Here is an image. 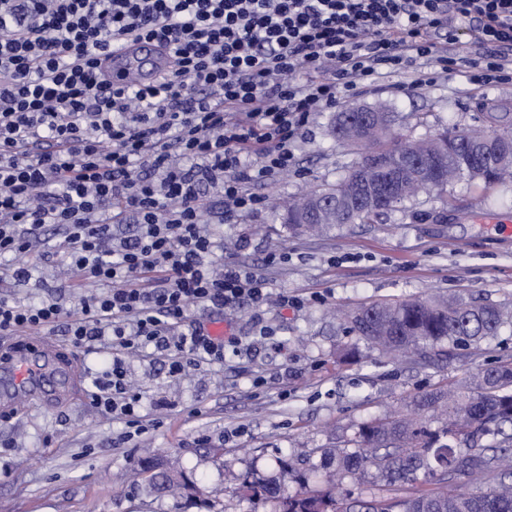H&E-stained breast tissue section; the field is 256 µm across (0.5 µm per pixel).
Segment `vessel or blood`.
<instances>
[{"label": "vessel or blood", "instance_id": "obj_1", "mask_svg": "<svg viewBox=\"0 0 512 512\" xmlns=\"http://www.w3.org/2000/svg\"><path fill=\"white\" fill-rule=\"evenodd\" d=\"M166 62L156 46L137 43L113 48L108 79L121 85L153 79ZM79 360L46 334L28 332L0 341V412L23 416L37 406L56 410L79 395Z\"/></svg>", "mask_w": 512, "mask_h": 512}]
</instances>
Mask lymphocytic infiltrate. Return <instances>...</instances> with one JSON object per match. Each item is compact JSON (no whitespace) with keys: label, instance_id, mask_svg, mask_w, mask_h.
<instances>
[{"label":"lymphocytic infiltrate","instance_id":"obj_1","mask_svg":"<svg viewBox=\"0 0 512 512\" xmlns=\"http://www.w3.org/2000/svg\"><path fill=\"white\" fill-rule=\"evenodd\" d=\"M462 35L478 53L472 82L512 79V0H0V257L29 281L26 256L59 226L75 283L107 286L67 305L1 295L0 335L62 322L74 346L109 342L92 400L143 433L126 359L166 351L173 376L223 360L241 337H212L194 313L268 296L264 278L217 256L208 190L226 217L265 209L252 185L292 169L317 112L420 60L450 71ZM132 38L172 67L112 86L98 60ZM129 217L134 234L115 241Z\"/></svg>","mask_w":512,"mask_h":512}]
</instances>
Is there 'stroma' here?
<instances>
[{
	"label": "stroma",
	"instance_id": "1",
	"mask_svg": "<svg viewBox=\"0 0 512 512\" xmlns=\"http://www.w3.org/2000/svg\"><path fill=\"white\" fill-rule=\"evenodd\" d=\"M460 62L434 82L413 86L412 75L381 78L362 96L342 97L318 113L292 146L296 165L260 185L270 206L232 222L220 196L204 215L210 232L233 259L266 277L273 292L262 305L243 303L215 325L249 338L241 353L170 376L164 355L147 349L129 364L142 395L147 429L128 437L93 403L92 380L108 371L105 349H79L83 398L69 408L33 409L0 416V512H200L199 506L153 492L142 462L176 465L198 483L210 512H278L277 502L242 498L239 476H277L290 463L299 486H327L324 449L341 448L360 426L408 415L421 394L512 362V323L474 349L451 348L447 361L393 360L350 329L361 307L418 294L486 299L512 308V185L460 181L420 194L368 224H346L320 234H295L276 212L292 197L335 183L357 160L355 148L329 135L336 113L351 106L388 104L395 130L423 134L445 125H481L487 113L512 114V80L492 86L469 81ZM63 231L50 229L35 257L30 283L0 282V292L25 303L69 301L74 293L55 251ZM287 262L268 264L271 253ZM294 305L279 306V294ZM273 342H260L259 327Z\"/></svg>",
	"mask_w": 512,
	"mask_h": 512
}]
</instances>
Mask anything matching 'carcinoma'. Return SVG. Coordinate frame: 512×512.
Segmentation results:
<instances>
[{
	"label": "carcinoma",
	"instance_id": "cac0c4a2",
	"mask_svg": "<svg viewBox=\"0 0 512 512\" xmlns=\"http://www.w3.org/2000/svg\"><path fill=\"white\" fill-rule=\"evenodd\" d=\"M372 113L386 125L363 128L365 147L384 153L388 171H375L364 155L345 175L324 188L288 202L282 220L296 233L322 232L332 223L325 215L309 212L311 197L322 195L342 201L336 224H368L380 211L372 204L349 205L344 199L359 193L361 182H402L387 200L393 210L421 192L444 190L448 184L495 183L512 178V158L503 161L498 146L512 143V117L490 112L483 129H442L416 135L393 131L394 113L381 106ZM439 170L434 186L404 174L410 159ZM512 322L500 306L477 299L421 295L394 303L365 307L351 317L353 329L368 344L394 357L415 354L424 361L447 354L444 346L479 343ZM417 412L442 408L448 423L446 441L429 434L422 417H385L361 426L357 450L331 448L322 453L324 463L343 476L358 478L375 467L392 494L368 498H338L331 490H300L285 494L276 478L264 481L241 477L238 493L253 501L274 499L280 512H512V363L482 372L454 389L426 393L415 400ZM481 484L464 489L459 480ZM161 494L190 490L192 486L170 469L147 476Z\"/></svg>",
	"mask_w": 512,
	"mask_h": 512
}]
</instances>
